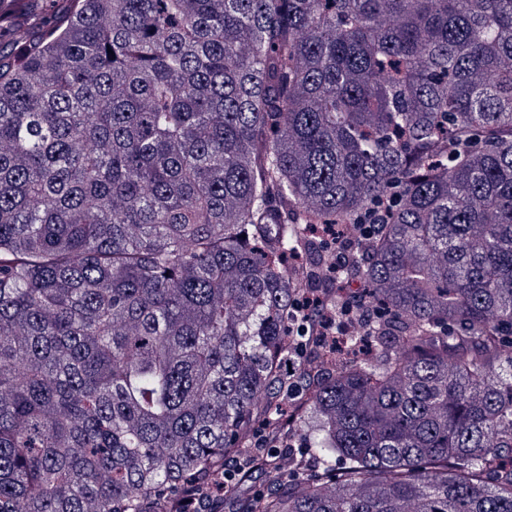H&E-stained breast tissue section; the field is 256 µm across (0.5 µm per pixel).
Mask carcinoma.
<instances>
[{
	"label": "carcinoma",
	"instance_id": "carcinoma-1",
	"mask_svg": "<svg viewBox=\"0 0 512 512\" xmlns=\"http://www.w3.org/2000/svg\"><path fill=\"white\" fill-rule=\"evenodd\" d=\"M54 2L0 0V512H209L230 461L235 512H512V0ZM369 218L291 403L310 229ZM254 445L257 449L266 450L283 459L293 457L303 450L302 448H295L292 443H288V439L280 441L273 437L267 425H262L256 432Z\"/></svg>",
	"mask_w": 512,
	"mask_h": 512
}]
</instances>
